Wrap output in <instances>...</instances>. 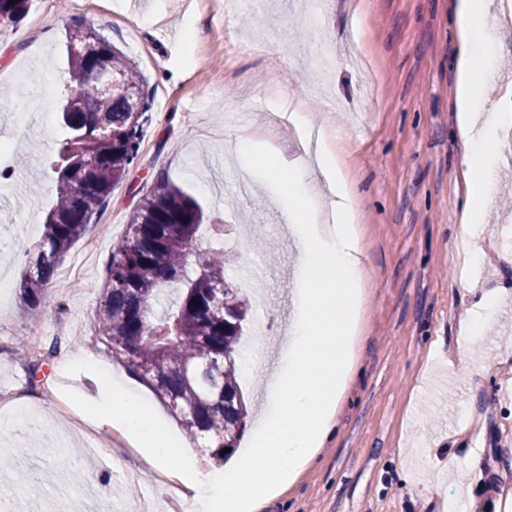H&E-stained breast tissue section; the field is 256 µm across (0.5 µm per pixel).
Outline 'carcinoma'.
I'll return each instance as SVG.
<instances>
[{
	"instance_id": "obj_1",
	"label": "carcinoma",
	"mask_w": 512,
	"mask_h": 512,
	"mask_svg": "<svg viewBox=\"0 0 512 512\" xmlns=\"http://www.w3.org/2000/svg\"><path fill=\"white\" fill-rule=\"evenodd\" d=\"M29 2L0 0V17L21 19ZM67 56L76 87L63 107V134L51 161L55 203L20 281L23 314L40 306L66 255L136 163L151 119L143 74L95 28L71 30ZM102 68L115 77L110 92L94 79ZM212 230L202 206L180 187L162 180L142 195L112 253L96 331L112 358L167 404L191 441H208L210 458L220 465L229 457L223 449L237 448L247 416L237 365L246 302L226 279L223 238L204 251L194 248ZM171 284L180 286V299L167 304L164 288ZM213 360L224 362L221 373L208 369Z\"/></svg>"
}]
</instances>
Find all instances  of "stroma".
<instances>
[{"label":"stroma","instance_id":"obj_1","mask_svg":"<svg viewBox=\"0 0 512 512\" xmlns=\"http://www.w3.org/2000/svg\"><path fill=\"white\" fill-rule=\"evenodd\" d=\"M454 0H262L254 23L224 0H31L19 21L0 24V390L49 385L77 398L67 416L42 399L37 436L0 432V512H204L161 473H141L115 441L86 447L80 413L102 384L69 355L102 363L151 408L153 392L105 344L82 337L105 304L112 252L139 198L164 179L226 225L229 279L253 264L268 277L246 290L242 363L272 371L295 319L303 265L297 239L278 223V183L251 175L237 137L305 156L310 131L333 129L345 172L362 193L359 232L367 272L361 344L336 428L296 483L260 512H496L512 485V164L498 155L499 187L484 221L462 222L461 154L453 92ZM86 23L145 75L151 123L136 166L116 185L96 224L64 259L68 279L50 288L37 315L21 320L25 252L53 206L50 156L59 113L74 82L66 35ZM38 149L17 164L14 147ZM496 297L485 308V297ZM479 318L481 334L465 324ZM60 339L58 354L28 362L18 337ZM81 449V481L60 477L57 456ZM479 471L461 477L470 457ZM42 476L26 487L28 473Z\"/></svg>","mask_w":512,"mask_h":512}]
</instances>
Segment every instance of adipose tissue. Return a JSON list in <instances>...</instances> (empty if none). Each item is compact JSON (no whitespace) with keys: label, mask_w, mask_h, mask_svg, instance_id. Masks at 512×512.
<instances>
[{"label":"adipose tissue","mask_w":512,"mask_h":512,"mask_svg":"<svg viewBox=\"0 0 512 512\" xmlns=\"http://www.w3.org/2000/svg\"><path fill=\"white\" fill-rule=\"evenodd\" d=\"M461 172L465 197L462 220L478 224L497 190L496 130L479 126L477 114L493 75L477 47L489 40V0H455ZM316 169L289 168L276 152L253 156V170L281 181L280 200L304 261L295 305L297 319L283 347V368L267 382L270 411L253 433L235 469L212 476L182 454L178 442L155 414H145L106 368L97 373L104 393L90 412L126 434L146 465L168 470L185 485L209 487L208 505L224 512H258L267 499L284 493L319 452L335 427L353 363L358 311L363 299L361 246L356 195L345 184L334 153L324 143L313 152ZM332 186L335 198L323 205L314 196L316 176Z\"/></svg>","instance_id":"ef3b65f1"}]
</instances>
